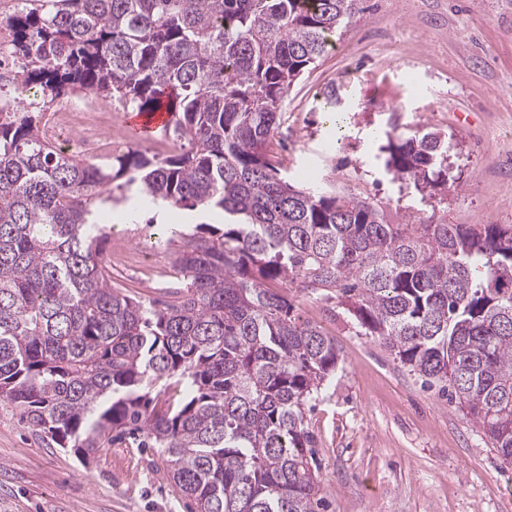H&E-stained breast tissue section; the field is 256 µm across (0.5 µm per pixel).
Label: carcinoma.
Returning a JSON list of instances; mask_svg holds the SVG:
<instances>
[{
    "instance_id": "cac0c4a2",
    "label": "carcinoma",
    "mask_w": 512,
    "mask_h": 512,
    "mask_svg": "<svg viewBox=\"0 0 512 512\" xmlns=\"http://www.w3.org/2000/svg\"><path fill=\"white\" fill-rule=\"evenodd\" d=\"M362 0H21L8 16L24 107L0 97V400L83 464L140 437L188 512H322L306 421L336 372L327 330L275 282L345 308L438 383L512 463V226L393 224L378 204L300 188L266 152L290 87ZM79 92L171 115L180 149L103 159L47 141ZM448 136L386 133L394 178L448 192ZM224 224L179 242L166 299L112 283L99 221L128 195ZM183 385L181 401L153 391Z\"/></svg>"
}]
</instances>
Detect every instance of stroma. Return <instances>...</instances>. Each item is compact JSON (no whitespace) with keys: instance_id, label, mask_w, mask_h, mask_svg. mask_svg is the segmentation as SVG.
I'll return each mask as SVG.
<instances>
[{"instance_id":"obj_1","label":"stroma","mask_w":512,"mask_h":512,"mask_svg":"<svg viewBox=\"0 0 512 512\" xmlns=\"http://www.w3.org/2000/svg\"><path fill=\"white\" fill-rule=\"evenodd\" d=\"M365 10L288 93L283 137L269 149L304 187L381 203L398 224L512 225V0H365ZM339 115L324 117L325 105ZM452 136L448 198L422 197L388 174L378 148L392 124ZM112 231L160 263L162 225L216 216L143 210ZM302 319L322 324L340 350L336 372L307 414L325 512H512V465L482 427L438 386L424 384L350 314L291 284ZM0 512H187L136 446L103 449L90 466L50 447L0 402Z\"/></svg>"}]
</instances>
